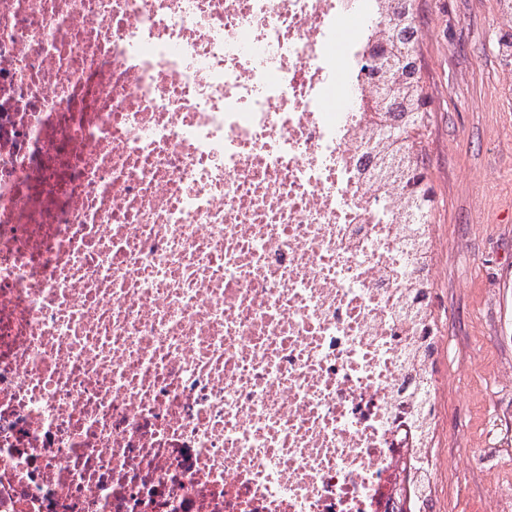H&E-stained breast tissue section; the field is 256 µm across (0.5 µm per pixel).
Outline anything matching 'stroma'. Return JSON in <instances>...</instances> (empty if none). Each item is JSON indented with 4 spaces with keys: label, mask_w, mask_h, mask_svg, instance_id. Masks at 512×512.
Returning a JSON list of instances; mask_svg holds the SVG:
<instances>
[{
    "label": "stroma",
    "mask_w": 512,
    "mask_h": 512,
    "mask_svg": "<svg viewBox=\"0 0 512 512\" xmlns=\"http://www.w3.org/2000/svg\"><path fill=\"white\" fill-rule=\"evenodd\" d=\"M430 36L418 43L430 99L422 153L436 195L435 256L442 276L430 294L443 336L432 361L443 379L429 455L442 462L436 512H485L499 460L466 470L484 447L487 421L512 419V71L498 57L499 0H417ZM498 168L489 187L477 176Z\"/></svg>",
    "instance_id": "obj_1"
}]
</instances>
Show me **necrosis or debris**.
I'll use <instances>...</instances> for the list:
<instances>
[{
    "instance_id": "1",
    "label": "necrosis or debris",
    "mask_w": 512,
    "mask_h": 512,
    "mask_svg": "<svg viewBox=\"0 0 512 512\" xmlns=\"http://www.w3.org/2000/svg\"><path fill=\"white\" fill-rule=\"evenodd\" d=\"M403 5L0 0V512H400ZM383 39L388 40L390 42V46L393 52V49L399 50L400 48H408L409 50H401L396 54L395 58H389L387 64L394 65L400 67L404 72L410 74L416 66V62L413 58V50L412 48L413 42V30L412 28L406 24L402 26L399 30L400 39L399 41H392L393 36L386 35V32L382 31ZM380 77L382 78L384 88V99L386 98H400L407 103L410 108V111L415 112L414 102L417 97V105L419 107L426 106L427 107V97L423 88L419 93L416 87L413 86V83L402 77L399 74L398 69L388 70L381 72ZM422 126L423 125H419L413 130L408 131L399 125H394V138H381L376 140V148L378 152L389 159L397 157H399V159H403L404 156H402V151L405 149L409 156L416 159V154L419 150L416 134Z\"/></svg>"
}]
</instances>
